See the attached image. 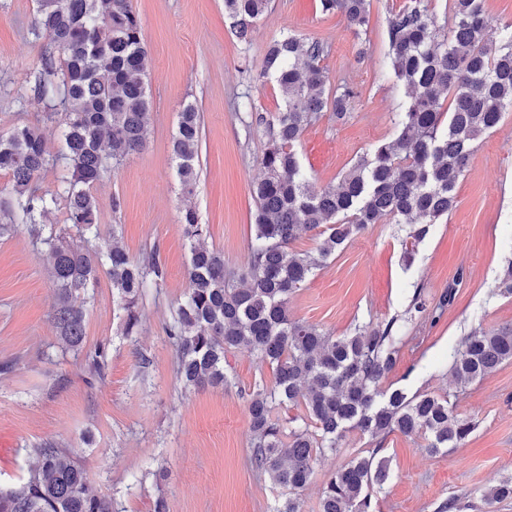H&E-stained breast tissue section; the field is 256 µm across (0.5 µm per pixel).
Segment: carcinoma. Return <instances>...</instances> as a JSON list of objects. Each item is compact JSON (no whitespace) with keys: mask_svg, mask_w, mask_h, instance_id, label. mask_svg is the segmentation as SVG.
Here are the masks:
<instances>
[{"mask_svg":"<svg viewBox=\"0 0 512 512\" xmlns=\"http://www.w3.org/2000/svg\"><path fill=\"white\" fill-rule=\"evenodd\" d=\"M36 2L30 33L61 55L58 63L51 53L41 57L53 80L39 85L38 93L62 109L65 173L55 191H38L50 164L42 135L27 125L0 131V171L10 176L15 200L14 208L0 211V237L20 222L30 227L38 257L61 294L53 323L61 340L78 351L84 308L75 298L88 295L100 275L112 284L115 316L127 337L138 327L147 281L158 285L166 276L158 255L130 257L115 233L112 247L99 253L70 245L63 233L42 224L63 202L66 223L87 240L99 235L93 185L147 145L149 55L129 0ZM369 2L320 0V6L325 14H340L359 35L369 25ZM485 2L448 0L444 18L450 24L442 36L421 0H408L391 14L388 58L407 97L397 135L322 187L302 169L295 146L324 112L351 117L359 93L344 81L331 88L320 67L327 53L322 43L293 35L273 40L258 78H275L284 107L270 120L251 114L255 124L269 126L272 138L262 156L264 177L251 190L256 210L247 266L226 270L224 255L206 245L207 229L196 212L188 208L182 215L188 288L168 328L179 350V375L187 387L222 385L226 355L240 346L271 366L272 383L253 387L248 411L251 464L288 491L273 512H301L299 495L311 481L314 459L336 452L349 431L379 442L395 432L416 435L437 454L460 445L474 429L448 396L410 397L382 387L399 359L396 319L335 337L291 319L288 303L369 225L412 224L409 237L419 242L455 208L457 182L475 142L512 111V26L504 29L500 46L490 42ZM268 6L269 0H224L231 28L244 42ZM199 138V115L188 104L179 113L174 159L189 195L197 181ZM303 229L314 233L316 247L298 252L292 243ZM453 295L451 288L429 308L418 294L412 308L419 319L434 321ZM108 358L107 343L86 354L89 373L102 375ZM505 361H512V323L479 327L454 349L450 373L463 390ZM295 406L305 414L288 419L290 426L274 418L276 409ZM35 453L37 464L27 478L0 488V512H117L111 498L90 492L85 468L64 449L49 445ZM387 478L383 460L352 457L323 482L319 512H372V492ZM507 499L512 477L484 494L489 505Z\"/></svg>","mask_w":512,"mask_h":512,"instance_id":"carcinoma-1","label":"carcinoma"}]
</instances>
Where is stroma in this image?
Instances as JSON below:
<instances>
[{"label":"stroma","mask_w":512,"mask_h":512,"mask_svg":"<svg viewBox=\"0 0 512 512\" xmlns=\"http://www.w3.org/2000/svg\"><path fill=\"white\" fill-rule=\"evenodd\" d=\"M405 0H371L365 34L354 36L340 14L319 0H270L251 42L240 41L224 0H131L151 57L149 147L127 157L93 193L99 201L104 250L120 238L130 256L157 252L166 268L139 304L134 336L123 337L113 313L112 286L100 278L85 306L83 355L64 348L52 324L58 291L36 256L26 228L0 238V485L24 479L35 448L66 449L84 466L92 492L112 497L119 512H272L285 494L251 464L248 394L271 383V368L249 349L228 353V382L184 388L178 349L167 328L187 288L184 208H193L224 266L247 263L255 203L270 131L251 115L283 107L274 78H259L267 45L287 35L328 46L330 79L344 76L360 97L351 118L325 112L296 146L319 186L336 181L360 157L396 135L405 89L388 64L387 24ZM35 0H0V130L39 128L51 155L63 150L60 124L36 87L45 73V41L29 33ZM201 114L195 193L184 197L173 140L184 104ZM458 204L431 227L405 262L406 224H372L332 256L290 298L293 319L346 336L355 326L400 318V355L384 386L408 395L454 392L451 353L472 329L512 322V296L496 288L512 257V112L482 136L458 179ZM455 295L434 323L406 320L414 293L437 304ZM109 343V365L90 378L84 355ZM473 432L458 447L428 453L423 439L391 434L376 444L350 431L336 453L319 456L300 495L302 512H318L324 478L349 458L377 454L391 477L372 498L374 512H512V500L489 506L484 492L512 477V362L473 383L456 402Z\"/></svg>","instance_id":"35a3bbf8"}]
</instances>
